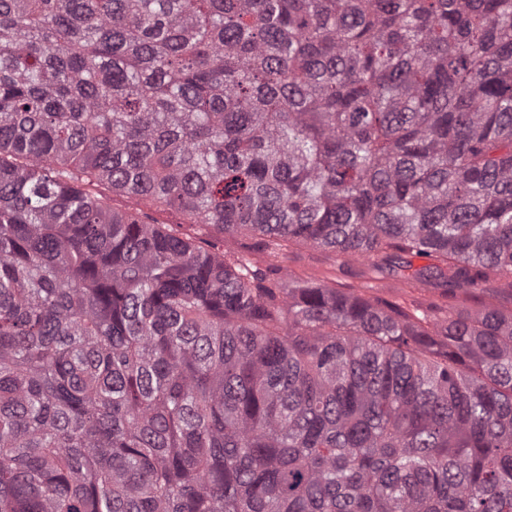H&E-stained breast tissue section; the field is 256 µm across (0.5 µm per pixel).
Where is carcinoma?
Returning a JSON list of instances; mask_svg holds the SVG:
<instances>
[{"mask_svg":"<svg viewBox=\"0 0 512 512\" xmlns=\"http://www.w3.org/2000/svg\"><path fill=\"white\" fill-rule=\"evenodd\" d=\"M512 0H0V512H512ZM149 213L153 219L154 224H169L175 228L176 224H183L180 230H182V232L187 231L188 233L191 234L205 233L207 231L205 230L206 228L204 226H190V221L186 219V217H184L183 215L174 210L168 209L163 206H154L149 211ZM273 262L281 268L283 274L334 281L336 287L344 291H356L365 297L379 296L400 303L405 301L410 309L411 301L415 300L420 305L417 315H421L429 303L442 304L444 301L430 286H420L415 290L403 288V282L398 277L387 274L376 276L367 261H345L310 246H283L277 251Z\"/></svg>","mask_w":512,"mask_h":512,"instance_id":"1","label":"carcinoma"}]
</instances>
